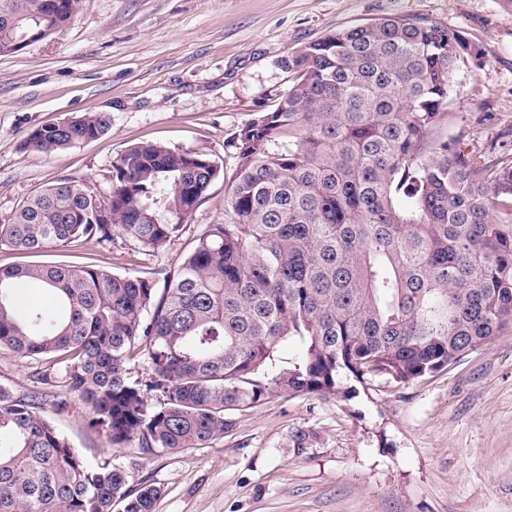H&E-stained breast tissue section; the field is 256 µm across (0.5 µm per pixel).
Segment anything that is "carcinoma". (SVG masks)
Wrapping results in <instances>:
<instances>
[{"label": "carcinoma", "instance_id": "obj_1", "mask_svg": "<svg viewBox=\"0 0 512 512\" xmlns=\"http://www.w3.org/2000/svg\"><path fill=\"white\" fill-rule=\"evenodd\" d=\"M60 28L81 0H0V55L43 2ZM470 44L392 17L291 52L292 85L229 147L224 221L157 282L41 262L0 268V347L56 367L110 446L196 448L273 392L334 394L339 375L407 383L512 328V157L484 161L441 134L449 76ZM87 112L33 130L34 152L110 129ZM224 167L136 143L112 162L108 205L64 178L0 217V246L29 254L119 234L148 252L178 237ZM42 284L46 307L17 303ZM294 341L299 354L280 357ZM143 349L151 374L132 378ZM126 467L90 465L40 411L0 386V512H154L161 491Z\"/></svg>", "mask_w": 512, "mask_h": 512}]
</instances>
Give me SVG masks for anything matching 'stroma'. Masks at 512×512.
Here are the masks:
<instances>
[{
	"instance_id": "1",
	"label": "stroma",
	"mask_w": 512,
	"mask_h": 512,
	"mask_svg": "<svg viewBox=\"0 0 512 512\" xmlns=\"http://www.w3.org/2000/svg\"><path fill=\"white\" fill-rule=\"evenodd\" d=\"M398 16L480 49L450 75L447 134L469 152L512 153V0H82L72 22L0 56V217L63 178L109 193L113 160L138 142L203 153L224 177L167 249L120 236L49 255L119 275L172 273L223 220L236 166L228 143L287 92L282 59ZM85 112L109 113L111 130L64 151L25 150L35 128ZM40 370L0 347V384L40 403L90 462L125 466L130 488H160L155 512H512V330L405 384L344 374L337 395L272 393L203 448L110 447L89 406L57 412L63 389Z\"/></svg>"
}]
</instances>
